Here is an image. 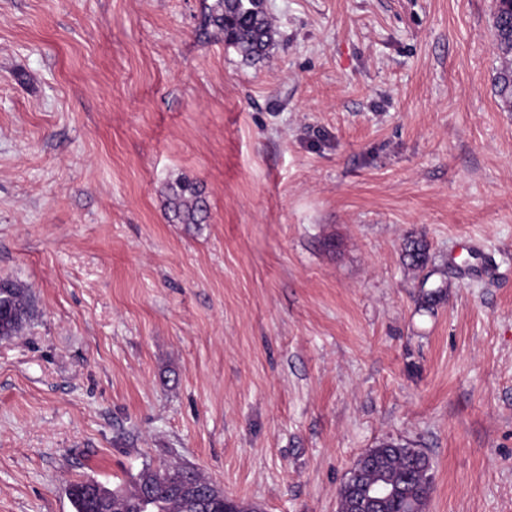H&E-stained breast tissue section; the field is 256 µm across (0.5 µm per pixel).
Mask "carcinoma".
<instances>
[{
  "label": "carcinoma",
  "instance_id": "carcinoma-1",
  "mask_svg": "<svg viewBox=\"0 0 512 512\" xmlns=\"http://www.w3.org/2000/svg\"><path fill=\"white\" fill-rule=\"evenodd\" d=\"M215 28L224 42L246 60L267 56L274 42L266 0H213L206 6L203 28ZM494 44L500 67L493 78L501 107L512 111V0H496L493 14ZM167 219L180 224H200L208 207L199 186L187 178L169 185ZM406 265L423 269L429 261L420 240L405 245ZM31 313L28 291L8 280L0 281V340L20 335ZM377 466L369 470L357 461L339 489L340 509L351 512L358 485H388L393 493L378 503V512H427L433 491L432 463L421 449L384 442L370 449ZM74 512H260L226 494L216 482L197 469L169 464L154 470L143 467L125 487L115 488L93 478L67 486Z\"/></svg>",
  "mask_w": 512,
  "mask_h": 512
}]
</instances>
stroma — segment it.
Returning a JSON list of instances; mask_svg holds the SVG:
<instances>
[{"mask_svg": "<svg viewBox=\"0 0 512 512\" xmlns=\"http://www.w3.org/2000/svg\"><path fill=\"white\" fill-rule=\"evenodd\" d=\"M211 2L0 0V280L33 301L0 341V512L174 462L337 512L391 440L430 457L427 512H512L494 0H266L252 62ZM181 177L204 223L168 221Z\"/></svg>", "mask_w": 512, "mask_h": 512, "instance_id": "stroma-1", "label": "stroma"}]
</instances>
